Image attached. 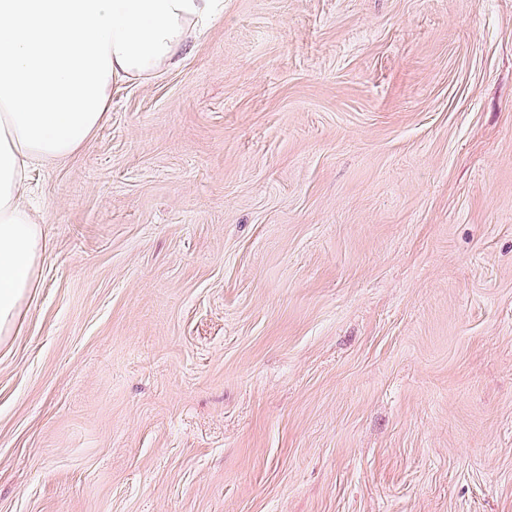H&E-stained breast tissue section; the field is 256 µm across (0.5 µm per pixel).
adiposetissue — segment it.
<instances>
[{
  "mask_svg": "<svg viewBox=\"0 0 512 512\" xmlns=\"http://www.w3.org/2000/svg\"><path fill=\"white\" fill-rule=\"evenodd\" d=\"M224 0H0V342L19 327L46 242L20 200L28 169L75 154L113 84L154 77Z\"/></svg>",
  "mask_w": 512,
  "mask_h": 512,
  "instance_id": "ef3b65f1",
  "label": "adipose tissue"
}]
</instances>
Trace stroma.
Instances as JSON below:
<instances>
[{
    "label": "stroma",
    "instance_id": "stroma-1",
    "mask_svg": "<svg viewBox=\"0 0 512 512\" xmlns=\"http://www.w3.org/2000/svg\"><path fill=\"white\" fill-rule=\"evenodd\" d=\"M21 201L0 512H512V0H224Z\"/></svg>",
    "mask_w": 512,
    "mask_h": 512
}]
</instances>
